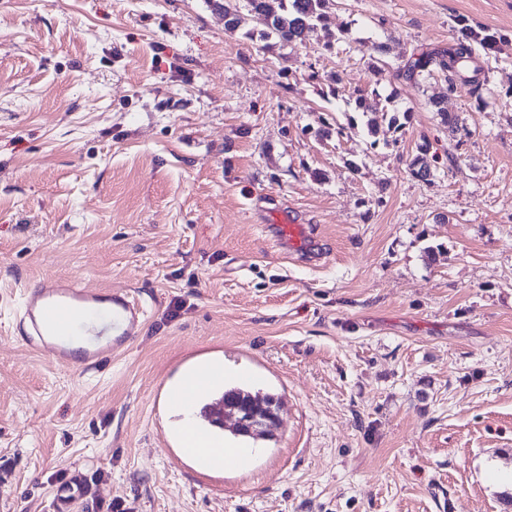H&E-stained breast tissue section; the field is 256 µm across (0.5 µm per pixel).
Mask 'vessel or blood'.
<instances>
[{"instance_id":"vessel-or-blood-1","label":"vessel or blood","mask_w":512,"mask_h":512,"mask_svg":"<svg viewBox=\"0 0 512 512\" xmlns=\"http://www.w3.org/2000/svg\"><path fill=\"white\" fill-rule=\"evenodd\" d=\"M276 228L278 240L290 253L310 254L313 236L294 215L279 213ZM144 323V306L130 290L89 289L76 276L45 277L27 288L19 315V329L29 348L82 375L129 348ZM193 371L209 390L223 388L224 366L220 362L200 364ZM188 396L183 383H165L156 391L155 405L169 409ZM177 444L182 456L201 462L213 474L234 467L242 454L241 449L225 447L202 426L184 429Z\"/></svg>"}]
</instances>
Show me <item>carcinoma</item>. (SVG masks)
Returning a JSON list of instances; mask_svg holds the SVG:
<instances>
[{"label": "carcinoma", "instance_id": "carcinoma-1", "mask_svg": "<svg viewBox=\"0 0 512 512\" xmlns=\"http://www.w3.org/2000/svg\"><path fill=\"white\" fill-rule=\"evenodd\" d=\"M248 14L256 24L262 26L260 36L277 38L283 43H301L307 33L324 21L328 0H279V10L269 11L266 0H246ZM483 51H499L494 35L486 29L476 30L462 26L455 30L452 44L440 51L422 52L409 59L396 70V77L410 82H422L436 73L444 74L451 87L459 84L469 87V93L482 96L485 82L478 78L475 65V47ZM224 394L242 402L262 401L256 405L257 416L268 419L278 409L277 398L272 394L261 395L251 390L233 386Z\"/></svg>", "mask_w": 512, "mask_h": 512}]
</instances>
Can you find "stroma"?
I'll return each instance as SVG.
<instances>
[{"instance_id":"35a3bbf8","label":"stroma","mask_w":512,"mask_h":512,"mask_svg":"<svg viewBox=\"0 0 512 512\" xmlns=\"http://www.w3.org/2000/svg\"><path fill=\"white\" fill-rule=\"evenodd\" d=\"M328 13L293 46L208 0H0V512H512V0ZM459 18L505 42L476 54L495 98L395 76ZM356 88L393 96L403 127L369 135ZM281 209L322 257L277 242ZM72 274L147 311L82 376L17 326L23 288ZM200 357L280 401L273 439L212 478L152 414Z\"/></svg>"}]
</instances>
